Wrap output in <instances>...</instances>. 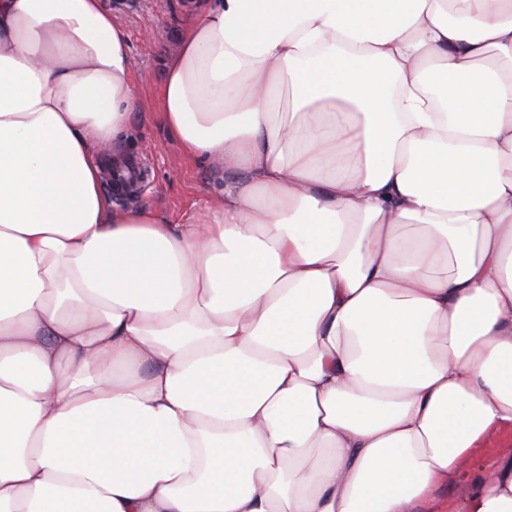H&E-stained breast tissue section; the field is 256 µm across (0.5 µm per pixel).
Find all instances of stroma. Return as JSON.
I'll use <instances>...</instances> for the list:
<instances>
[{
  "mask_svg": "<svg viewBox=\"0 0 512 512\" xmlns=\"http://www.w3.org/2000/svg\"><path fill=\"white\" fill-rule=\"evenodd\" d=\"M120 21L137 59L134 84L138 105L128 135L118 150L139 158L146 173L136 193L116 200V207L147 208L182 224L209 204L224 184L187 157L160 117L165 58L194 14L196 0H105Z\"/></svg>",
  "mask_w": 512,
  "mask_h": 512,
  "instance_id": "1",
  "label": "stroma"
}]
</instances>
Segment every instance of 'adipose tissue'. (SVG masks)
Listing matches in <instances>:
<instances>
[{
    "mask_svg": "<svg viewBox=\"0 0 512 512\" xmlns=\"http://www.w3.org/2000/svg\"><path fill=\"white\" fill-rule=\"evenodd\" d=\"M135 65L0 0V512H512V0H199L184 224L102 187Z\"/></svg>",
    "mask_w": 512,
    "mask_h": 512,
    "instance_id": "ef3b65f1",
    "label": "adipose tissue"
}]
</instances>
